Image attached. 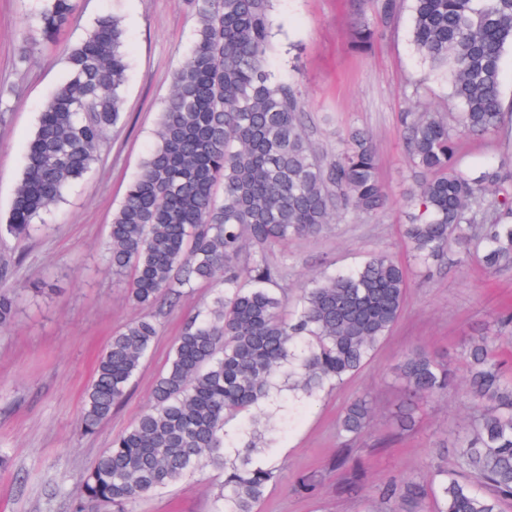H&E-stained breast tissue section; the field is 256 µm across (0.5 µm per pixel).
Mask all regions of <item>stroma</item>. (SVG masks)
I'll return each instance as SVG.
<instances>
[{
	"instance_id": "35a3bbf8",
	"label": "stroma",
	"mask_w": 512,
	"mask_h": 512,
	"mask_svg": "<svg viewBox=\"0 0 512 512\" xmlns=\"http://www.w3.org/2000/svg\"><path fill=\"white\" fill-rule=\"evenodd\" d=\"M382 0H365L364 20L377 35L365 51L352 46L356 16L351 0H274L275 48L270 68L278 79L302 76L306 131L317 148L334 153L339 132L358 128L372 139L386 207L372 215L336 218L319 237L289 242L273 260L287 259L283 288L295 291L324 271L345 269L366 255L385 253L407 264L410 286L403 312L366 367L343 387L317 402L296 404L272 415L267 425L270 458L281 468L258 512H368L380 483L425 470L438 438L468 420L460 395L435 399L416 428L393 424L401 389L394 377L400 357L420 347L457 357L467 337L494 332V316L512 306V269L484 273L474 262L458 263V248L433 277L410 267L401 233L405 199L413 184L407 163V113L456 111L448 78L434 70L411 37V0L390 21ZM35 0H0V224L5 223L25 164L27 144L42 103L65 80L64 48L81 41L96 17H122L130 47L122 123L110 129L89 176L69 189L45 217L47 228L30 240L0 238V258L19 259L18 274L35 285L53 284L58 294L23 296L13 323L0 329V448L10 455L0 467V512H71L74 488L112 440L150 405L159 374L188 318L206 309L215 288L197 282L182 288L175 307L158 315V334L125 402L95 434L77 429L84 393L112 335L146 316L129 301L123 282L106 268L102 249L107 226L128 182L155 142L157 113L172 89V74L192 43L195 18L186 0H75L59 44L43 49L35 63L19 67L15 54L25 17ZM376 402L374 430L352 442L351 465L364 479L343 491L342 474L331 466L338 452L336 423L355 395ZM309 476L322 486L317 495L294 487ZM221 472L204 469L149 497L137 512H213Z\"/></svg>"
}]
</instances>
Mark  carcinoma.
Masks as SVG:
<instances>
[{
	"label": "carcinoma",
	"mask_w": 512,
	"mask_h": 512,
	"mask_svg": "<svg viewBox=\"0 0 512 512\" xmlns=\"http://www.w3.org/2000/svg\"><path fill=\"white\" fill-rule=\"evenodd\" d=\"M40 2L17 49L20 66L58 39L75 8L74 0ZM186 3L197 19L195 39L173 74L156 142L108 225L105 258L136 306L170 302L174 288L193 282L217 291L177 337L149 409L83 476L72 512H134L207 467L224 473L215 512H257L280 468L263 463L268 444L255 419H245L235 439L228 420L340 388L387 338L409 288L402 263L369 254L302 284L283 315L286 263L269 253L319 235L339 214L380 210L378 159L358 129L339 136L334 155L313 146L299 81L279 80L269 68L272 0ZM412 34L422 56L448 72L460 111L451 122L430 114L407 127L417 174L403 225L410 255L429 271L453 241L461 261L488 274L512 268V156L477 171L459 157L462 140L512 126L500 88L512 0H413ZM374 35L356 22L357 47ZM64 62L67 79L42 106L0 235L45 229L43 216L92 172L106 131L122 118L128 56L119 16H98ZM19 264L0 260V328L11 324L22 296L49 293L21 280ZM497 326L495 335L464 341L461 375L426 350L402 357L398 429H414L429 403L450 392L474 415L452 440L436 442L455 449L456 468L433 463L420 476L391 477L376 489L372 512H425L429 502L434 512H500L512 499V370L496 357L498 344L512 339V313L501 314ZM157 333V321L145 316L112 336L85 393L83 434L95 433L126 398ZM374 415L366 393L344 407L336 469L346 467L345 446L372 429Z\"/></svg>",
	"instance_id": "obj_1"
}]
</instances>
